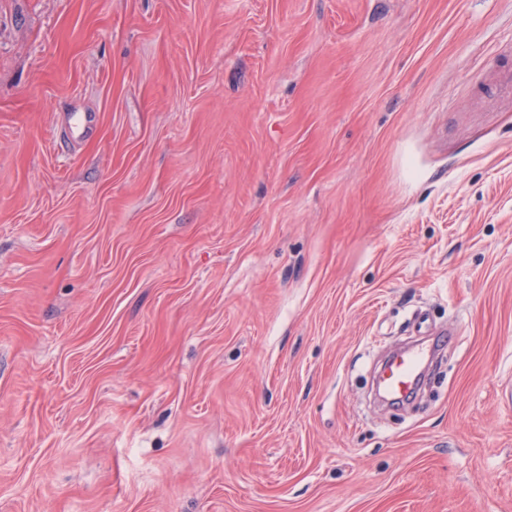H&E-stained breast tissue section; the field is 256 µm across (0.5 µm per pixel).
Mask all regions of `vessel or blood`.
Masks as SVG:
<instances>
[{
  "label": "vessel or blood",
  "instance_id": "b4317fda",
  "mask_svg": "<svg viewBox=\"0 0 512 512\" xmlns=\"http://www.w3.org/2000/svg\"><path fill=\"white\" fill-rule=\"evenodd\" d=\"M450 340V335L446 334L437 339L433 348L408 349L393 354L379 377L382 394L394 400H403L414 394L426 365L430 364L438 351L446 349Z\"/></svg>",
  "mask_w": 512,
  "mask_h": 512
}]
</instances>
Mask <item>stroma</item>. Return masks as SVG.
Here are the masks:
<instances>
[{
	"label": "stroma",
	"mask_w": 512,
	"mask_h": 512,
	"mask_svg": "<svg viewBox=\"0 0 512 512\" xmlns=\"http://www.w3.org/2000/svg\"><path fill=\"white\" fill-rule=\"evenodd\" d=\"M511 66L512 0H0V512H512ZM442 334L436 341L437 348L408 349L390 357L379 377L378 385L383 395L393 400H404L414 394L420 386L426 365L457 336L455 330H449L448 335L446 332Z\"/></svg>",
	"instance_id": "obj_1"
}]
</instances>
